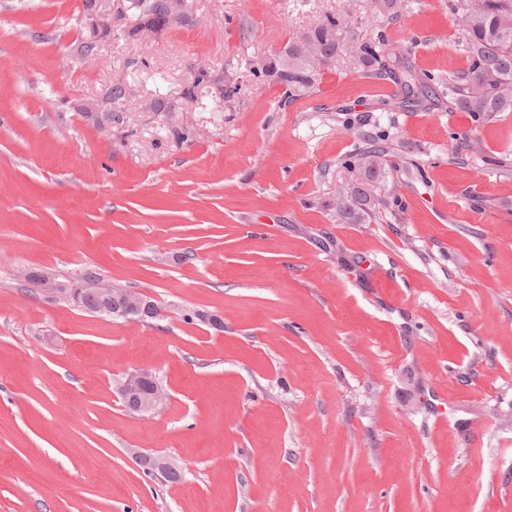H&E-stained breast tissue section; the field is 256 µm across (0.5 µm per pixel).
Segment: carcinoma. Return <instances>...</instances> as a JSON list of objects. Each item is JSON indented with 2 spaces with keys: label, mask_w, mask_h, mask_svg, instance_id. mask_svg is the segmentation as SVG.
Segmentation results:
<instances>
[{
  "label": "carcinoma",
  "mask_w": 512,
  "mask_h": 512,
  "mask_svg": "<svg viewBox=\"0 0 512 512\" xmlns=\"http://www.w3.org/2000/svg\"><path fill=\"white\" fill-rule=\"evenodd\" d=\"M165 0H134L147 25L170 21ZM405 0H376L379 13L398 17ZM462 41L470 58L466 71L448 73V107L470 112L476 117L496 112H512V0H452ZM343 20L327 15L309 30L319 43L320 57L306 59L301 46L288 42V59H278L269 72L285 83L289 97L310 92L323 68L334 63L355 65L365 76L389 79L400 86L403 103L412 104L429 96V77H421L410 67L404 53L382 48L352 36L344 43L338 38ZM388 151L372 145L363 152L358 167L364 172L362 183H342L336 189V212L349 215L366 205L376 192L379 178L386 173Z\"/></svg>",
  "instance_id": "1"
}]
</instances>
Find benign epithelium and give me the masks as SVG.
Masks as SVG:
<instances>
[{
  "mask_svg": "<svg viewBox=\"0 0 512 512\" xmlns=\"http://www.w3.org/2000/svg\"><path fill=\"white\" fill-rule=\"evenodd\" d=\"M44 283L46 291L58 294L77 306L81 305L83 290L93 288L102 303L105 304L107 312L112 314L114 318L122 319L131 324L144 323L149 319L159 317L162 313L161 308L151 297L140 292L131 294L126 288L105 283L98 278L87 279L81 287L68 291L53 287L47 278L44 279ZM117 391L123 400H138L136 413L141 416L155 413L162 402L158 380L148 372L136 371L127 374L120 382ZM129 453L138 463H149L153 471L161 475L180 469L178 463L170 457L156 456L141 448H131Z\"/></svg>",
  "mask_w": 512,
  "mask_h": 512,
  "instance_id": "benign-epithelium-1",
  "label": "benign epithelium"
}]
</instances>
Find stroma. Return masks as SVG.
<instances>
[{
    "label": "stroma",
    "instance_id": "1",
    "mask_svg": "<svg viewBox=\"0 0 512 512\" xmlns=\"http://www.w3.org/2000/svg\"><path fill=\"white\" fill-rule=\"evenodd\" d=\"M132 2L0 0V512H512V112L449 109L448 0H193L152 31ZM342 13L436 98L340 64L285 100L267 66ZM370 135L398 167L356 220L330 202ZM134 370L157 413L116 393ZM46 291L53 294H59L63 299L73 302L76 306L81 305V294L85 288L87 292L84 297L85 310L98 313L97 308L101 306V301L105 304L106 311L112 314L113 318L122 319L131 324H141L148 319H155L162 313L161 308L156 304L150 296L137 292V294L129 293L130 289L121 288L120 285H112L104 283L100 278L86 279L81 287L64 290L63 288H53L48 278H44ZM90 288H95L101 301L92 293ZM117 391L122 400H130L125 406L131 412H135L137 407L136 401L131 399H138L136 413L141 416L155 413L162 402L158 380L148 372L136 371L127 374ZM131 457L135 459L139 464L143 462H147L153 469H149L154 472H158L161 475H166L171 472L168 477L167 482H179L182 478L181 472H172L182 468L178 465V463L170 458L165 456H155L153 453L147 452L142 448H133L129 451Z\"/></svg>",
    "mask_w": 512,
    "mask_h": 512
}]
</instances>
